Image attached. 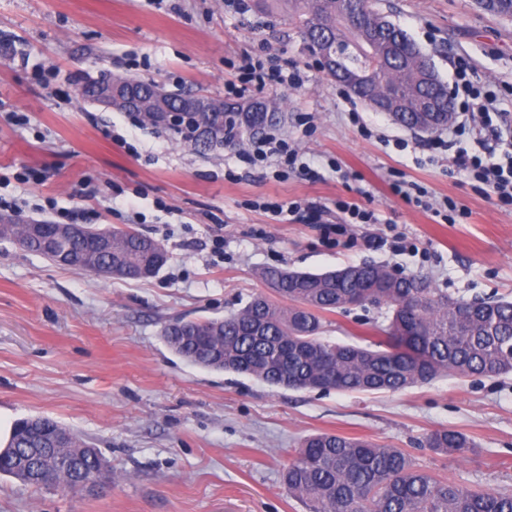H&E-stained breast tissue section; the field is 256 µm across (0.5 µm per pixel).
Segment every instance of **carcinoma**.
<instances>
[{"instance_id": "obj_1", "label": "carcinoma", "mask_w": 512, "mask_h": 512, "mask_svg": "<svg viewBox=\"0 0 512 512\" xmlns=\"http://www.w3.org/2000/svg\"><path fill=\"white\" fill-rule=\"evenodd\" d=\"M292 22L301 38L324 41L329 48L340 40L347 52L337 55L340 69L372 74L373 84L353 86L360 101L386 82L400 100V121H419L418 105L431 100L448 125V102L433 99V89L417 80L415 42L368 0H289ZM385 19L380 41L369 40L372 23ZM86 236L72 242L73 258L61 264L77 270L112 265V276L137 279L156 276L168 261L164 247L132 228H112V252H89ZM24 225L0 216V238L47 255L42 245L24 241ZM312 273L266 268L267 281L282 306L263 294L222 319H175L165 324L164 342L186 362L205 369L252 376L288 390L348 393L399 392L427 384L443 375L494 377L512 373V301L454 299L432 287L428 276H386L381 265L346 266ZM354 296L387 305L389 324L374 347L329 343L319 336L321 316L347 308ZM28 420L15 423L8 448L0 457V474L26 485H47L57 473L69 491L92 471L110 482L112 476L99 449L73 435L71 451L83 455L76 468H63L57 459L35 450L27 434ZM429 447L441 453H463L474 447L464 433L440 429L427 436ZM288 494L308 512H512V493L472 489L438 478L418 467L400 448L369 439L319 433L303 439L283 474Z\"/></svg>"}]
</instances>
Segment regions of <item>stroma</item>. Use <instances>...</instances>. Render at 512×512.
I'll return each mask as SVG.
<instances>
[{"label":"stroma","mask_w":512,"mask_h":512,"mask_svg":"<svg viewBox=\"0 0 512 512\" xmlns=\"http://www.w3.org/2000/svg\"><path fill=\"white\" fill-rule=\"evenodd\" d=\"M225 0H0V197L26 222L130 227L161 242L153 278H103L0 239V406L48 417L99 448L104 494L71 495L0 477V512H306L282 474L305 436L334 433L404 449L471 488L512 491V374L438 378L396 393L293 391L191 365L166 322L221 318L258 294L269 267L321 273L372 262L430 277L455 299L512 300V205L450 171L433 133L414 132L348 94L317 67L285 13L232 14ZM452 82L466 57L501 99L512 132V17L476 0H372ZM261 55L305 82L241 84ZM174 92L259 98L297 151L251 167L245 147L202 150L85 101L101 71ZM22 112L19 127L5 113ZM36 169L37 184L15 175ZM98 183L86 197V182ZM359 206L361 223L344 210ZM222 236L224 249L213 240ZM387 307L324 315L333 343L379 340ZM466 433L464 454L428 448ZM429 448H434L444 454L463 453L467 448H474V443L463 432L454 429H440L432 431L427 436Z\"/></svg>","instance_id":"35a3bbf8"}]
</instances>
